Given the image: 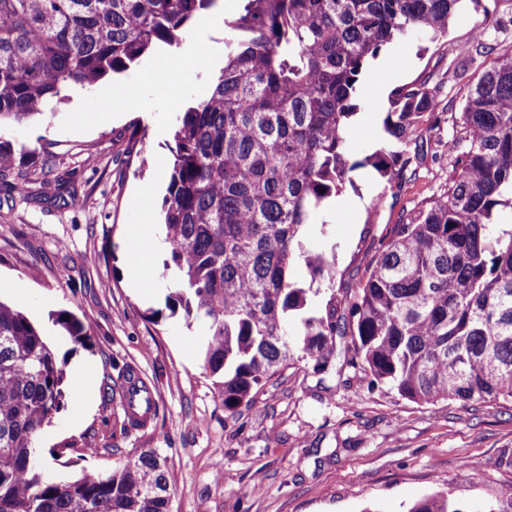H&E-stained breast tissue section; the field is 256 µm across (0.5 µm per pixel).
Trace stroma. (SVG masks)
Segmentation results:
<instances>
[{
    "label": "stroma",
    "mask_w": 512,
    "mask_h": 512,
    "mask_svg": "<svg viewBox=\"0 0 512 512\" xmlns=\"http://www.w3.org/2000/svg\"><path fill=\"white\" fill-rule=\"evenodd\" d=\"M486 10L497 20L487 41L511 46L512 0H461L446 38L422 35L370 61L348 129L353 159L379 147L392 91L445 74ZM227 17L216 6L179 50L147 55L101 90L77 91L37 120L0 129L1 138L33 150L27 171H40L46 156L55 161L50 184H29L38 201H20L0 180V281L11 285L0 298L45 326L51 313L68 310L92 328V345L65 339L55 348L67 355L69 374L87 371L93 401L80 411L66 400L44 428L41 447L62 449L68 476L79 459L106 470L154 449L166 461L172 512H408L441 490L482 512L491 490L512 483V404H420L373 385L362 370L318 375L301 362L278 372L232 418L203 369L206 321L168 309L160 204L176 117L223 67ZM161 69L167 77L158 84L152 77ZM375 73L385 76L378 96ZM473 78L469 71L452 82L428 115L438 128L413 164L414 181L399 189L372 167L358 168L352 186L307 225L311 249L335 242L348 288L364 285L368 261L403 210L446 183L441 141L451 136ZM130 100L137 113L125 110ZM134 264L147 274L146 292L130 284ZM129 369L156 402L155 416L141 427L126 420ZM88 446L95 449L89 457Z\"/></svg>",
    "instance_id": "stroma-1"
}]
</instances>
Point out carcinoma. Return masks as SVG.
Returning <instances> with one entry per match:
<instances>
[{
	"instance_id": "carcinoma-1",
	"label": "carcinoma",
	"mask_w": 512,
	"mask_h": 512,
	"mask_svg": "<svg viewBox=\"0 0 512 512\" xmlns=\"http://www.w3.org/2000/svg\"><path fill=\"white\" fill-rule=\"evenodd\" d=\"M218 0H0V124L43 114L94 89L159 48H178ZM460 0H243L224 21V66L189 106L161 216L171 308L209 322L204 369L224 411L290 361L326 373L338 355L414 402L512 403V50L478 74L448 140V188L402 212L356 293L336 288V245L318 252L305 226L371 166L408 182V148L423 138L443 81L398 89L381 148L350 157L346 127L360 108L370 60L418 35L436 41ZM496 51L483 36L458 49L461 78ZM32 152L0 140V176L30 200ZM330 294L308 314L310 289ZM59 335L92 334L75 314L52 315ZM67 357L24 312L0 299V512H171L165 462L153 449L108 471L65 477L40 458L44 426L71 391ZM409 512H470L437 492ZM484 512H512V484ZM295 276L302 282L303 287L312 288L313 291L320 289V294L317 297H313L312 293H310L312 297L310 314H316L323 306L324 301L328 298V295H325V292H328L326 289L327 281L319 278L316 281H312L311 277L306 274L304 264L302 263L295 270Z\"/></svg>"
}]
</instances>
